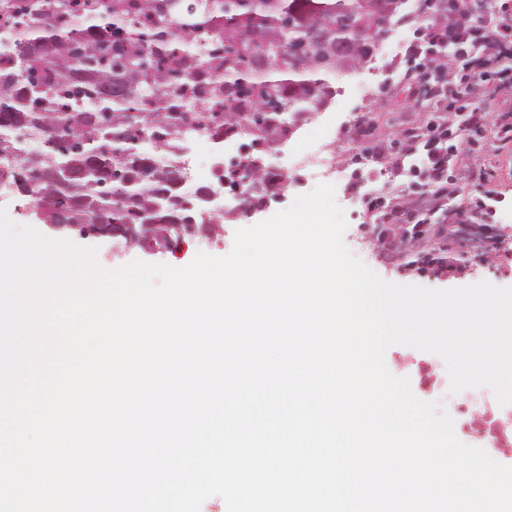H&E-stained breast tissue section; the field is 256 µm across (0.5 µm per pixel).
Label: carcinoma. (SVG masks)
I'll return each instance as SVG.
<instances>
[{
    "instance_id": "obj_1",
    "label": "carcinoma",
    "mask_w": 512,
    "mask_h": 512,
    "mask_svg": "<svg viewBox=\"0 0 512 512\" xmlns=\"http://www.w3.org/2000/svg\"><path fill=\"white\" fill-rule=\"evenodd\" d=\"M359 0H0L28 16L0 18V153L43 148L0 168V181L35 199L54 224L153 225L166 248L194 208L160 184L151 151L171 148L187 126L221 137L248 121L252 141L284 140L281 113L302 119L334 94L336 68L276 64L318 28L364 49L349 28ZM246 155L254 207L282 189Z\"/></svg>"
}]
</instances>
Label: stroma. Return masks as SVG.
Listing matches in <instances>:
<instances>
[{
	"mask_svg": "<svg viewBox=\"0 0 512 512\" xmlns=\"http://www.w3.org/2000/svg\"><path fill=\"white\" fill-rule=\"evenodd\" d=\"M401 22L383 35L372 61L362 68L339 74L336 93L320 111L304 117L289 142L272 148L273 167L285 171L288 186L280 200L261 211L239 208L237 198L225 196L224 216L217 233L207 238H188L176 251H148L129 248L111 239L94 240L98 261L114 269L139 260L151 264L182 267L197 253L224 256L231 252L237 229L266 220L288 208L296 196L325 182L322 167L309 164L319 148L335 143L337 152L367 154L371 163L363 179L337 184L334 200L347 222L344 242L351 252L381 278L399 284L447 289L482 280L501 287H512V139L503 135L512 129V87L486 83L477 106L490 112L494 124L477 143L459 146L451 177L460 186L458 197L438 200L427 186L410 184L406 174L395 173L393 163L420 164V154L405 155L400 147L404 129L426 123L433 104L423 102L417 87L402 82L406 68L404 49L429 23L418 0H405ZM359 113L370 123L368 129L342 126L339 113ZM484 172L483 180L472 179L473 170ZM384 187L388 206H418L428 217V236L439 246V263L417 270H397L387 260L388 247L379 239V225L366 207L370 186ZM499 201L496 220L486 226L485 235L460 234L471 224L473 202L486 192ZM385 362L391 374L410 380L413 394L424 401H434L454 410L457 395L449 391V377L444 360L435 354L396 345L388 349Z\"/></svg>",
	"mask_w": 512,
	"mask_h": 512,
	"instance_id": "obj_1",
	"label": "stroma"
}]
</instances>
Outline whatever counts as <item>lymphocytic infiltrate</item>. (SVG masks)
I'll use <instances>...</instances> for the list:
<instances>
[{
	"mask_svg": "<svg viewBox=\"0 0 512 512\" xmlns=\"http://www.w3.org/2000/svg\"><path fill=\"white\" fill-rule=\"evenodd\" d=\"M450 41L454 51L440 55V46ZM405 56L410 61L428 57L432 73L420 93L424 100L447 102L449 112L425 127L404 130L402 139L411 149L424 150L432 195H457L459 187L448 175L455 159L451 143L467 141L491 122L490 113L469 104L468 96L490 76L512 86V0H455L454 16L431 20L407 45Z\"/></svg>",
	"mask_w": 512,
	"mask_h": 512,
	"instance_id": "1",
	"label": "lymphocytic infiltrate"
}]
</instances>
